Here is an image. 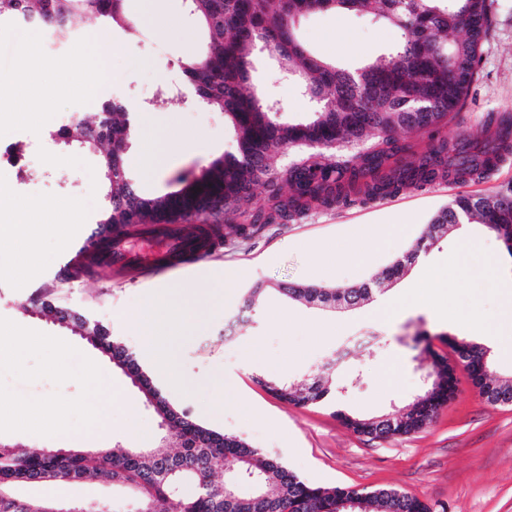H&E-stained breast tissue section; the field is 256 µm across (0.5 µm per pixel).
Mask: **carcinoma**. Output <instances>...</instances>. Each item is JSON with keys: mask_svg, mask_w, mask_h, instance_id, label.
Masks as SVG:
<instances>
[{"mask_svg": "<svg viewBox=\"0 0 512 512\" xmlns=\"http://www.w3.org/2000/svg\"><path fill=\"white\" fill-rule=\"evenodd\" d=\"M209 40L208 51L179 67L198 99L224 112L235 132V151L198 172L175 178L176 189L145 195L128 177L122 157L133 131V116L122 102L107 101L94 123L74 120L56 134L67 147L101 151V168L109 184L107 205L96 225H112L128 233L130 224H191L214 244L224 239L229 216L245 214L251 188L261 181L284 182L291 194L275 199L267 220L301 215L312 207H333L369 201L406 187L450 180L467 183L487 179L502 154L512 153V111L493 112L482 134L439 139L419 161L400 165L397 154L411 146L397 135L408 130H437L468 104L479 71L482 42L494 22L493 0H189ZM345 10L371 15L397 33L396 42L376 60L356 68L331 63L312 52L299 36L301 22L316 12ZM92 14L111 32L133 35L136 25L125 13V0H0V19L23 18L54 30L61 40L78 31L79 17ZM263 47L277 57L283 77L299 79L318 109L310 119L290 122L284 109L249 90L251 56ZM362 146L352 156L343 151ZM293 150L297 159L282 169L273 159ZM458 224H484L502 237L512 256V186L492 194H463L442 208L424 228L407 254L393 262L383 277L335 288L283 285L278 292L291 300L343 296L355 305L380 291L385 281L402 277L419 257ZM40 313L61 327H73L100 353L133 369L148 388L146 402L167 420L174 450L161 440L153 448L114 446L85 455H60L55 448L23 451L0 445V512H41L44 501L19 493L25 483H55L86 477L127 488L137 512H337L352 502L353 512H431L415 495L393 488L374 490L349 486L319 487L302 480L276 454L197 422L191 412L173 406L144 370L138 358L100 322L51 302ZM469 353L465 363L472 379L491 377L485 349L461 338ZM423 361L433 384L412 407L390 417L381 428L372 417L336 416L348 428L371 440L389 439L426 428L452 397L455 377L448 357L427 344ZM264 388L294 406L330 403L332 384L265 381ZM222 472L225 481L214 480ZM191 482L196 493L179 496Z\"/></svg>", "mask_w": 512, "mask_h": 512, "instance_id": "carcinoma-1", "label": "carcinoma"}]
</instances>
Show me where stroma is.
Here are the masks:
<instances>
[{"instance_id": "obj_1", "label": "stroma", "mask_w": 512, "mask_h": 512, "mask_svg": "<svg viewBox=\"0 0 512 512\" xmlns=\"http://www.w3.org/2000/svg\"><path fill=\"white\" fill-rule=\"evenodd\" d=\"M159 2L163 12L157 28L110 46L105 74L90 92L67 93L60 82L63 66L96 43L101 29L93 16H85L76 41L40 54L41 73L34 82L19 74L17 66L35 30L0 23V75L6 77L0 82V133L15 136L34 155L23 176L0 166V225L23 222V202L44 207L42 224L28 242L29 256L40 269L38 278L11 273L14 244L0 239V322L23 334L18 342L0 340V403L20 413L59 407L70 426L80 429L86 424L84 406L91 392L118 386L122 400L112 408L102 447H140L128 427L132 416L160 437L158 416L130 379L111 369L107 358L77 333L42 317L31 303L50 301L89 315L137 352L141 337L128 319L132 311L155 293L178 297L202 289L210 293L208 310L200 316L187 312L174 339L186 386H171L159 368L147 367L172 404L252 447L278 454L316 486L395 488L417 495L433 512H512V407L483 402L465 370L457 372L453 399L420 433L372 440L337 417L341 411L367 417L401 413L422 386L420 359L427 336L445 333L476 341L487 350L493 375L503 381L512 380V349H498L492 337L467 325L447 324L440 316L445 306L438 301L423 300L378 315L369 301L334 311L286 300L276 290L281 283H309L308 273L319 261L313 243L341 241L348 229L368 224L408 225V237L388 239L376 263L360 268L338 260L335 282L350 285L381 274L456 196L489 194L512 183V163L483 181H438L369 203L314 209L266 223L247 236L239 233L233 219L224 227L220 249L162 275L103 267L63 274L61 255L68 241L56 234L55 225L64 223L67 204H75L86 217L78 235L87 237L106 205L108 187L99 153L48 144L47 130L60 117L73 112L94 120L102 104L120 93L143 120V137L130 140L123 161L129 178L147 194L166 191L177 173L201 169L234 148L223 112L196 101L178 68L179 60L203 53L201 27L186 0ZM494 7V27L481 46L479 76L468 106L459 119L442 127L441 137L452 140L463 131H478L488 113L512 111V0H496ZM300 34L319 55L351 66L377 57L394 39L393 29L353 14L312 16L302 23ZM250 84L260 97L283 103L287 118H303L315 108L301 83L282 79L276 59L267 54L252 57ZM164 87L170 91L168 99L154 105ZM144 141L171 147L163 169H143ZM466 275L473 288L457 296V306L476 308L486 323H493L500 292L483 289L475 269H467ZM228 276L238 279L229 293L224 290ZM257 282L265 283L268 291L249 312L243 307L244 292ZM365 330L376 333L375 347L335 363L337 347ZM36 334L56 337L57 343L28 348L26 336ZM259 375L290 382L329 375L340 391L335 404L297 407L257 384ZM22 493L79 500L102 512L137 508L134 500L96 480L34 484Z\"/></svg>"}]
</instances>
